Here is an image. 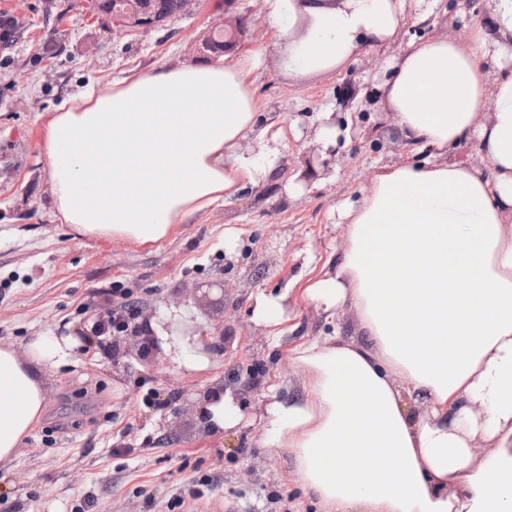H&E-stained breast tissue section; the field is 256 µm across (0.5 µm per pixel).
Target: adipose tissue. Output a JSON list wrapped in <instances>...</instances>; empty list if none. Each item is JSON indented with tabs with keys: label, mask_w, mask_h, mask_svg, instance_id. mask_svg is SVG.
Returning <instances> with one entry per match:
<instances>
[{
	"label": "adipose tissue",
	"mask_w": 512,
	"mask_h": 512,
	"mask_svg": "<svg viewBox=\"0 0 512 512\" xmlns=\"http://www.w3.org/2000/svg\"><path fill=\"white\" fill-rule=\"evenodd\" d=\"M274 46L302 80L391 46L404 0H263ZM262 54L162 65L89 89L41 114L52 207L76 237L156 243L214 203L278 176L294 124L259 120ZM381 105L415 158L380 164L340 200L339 260L302 294L328 333L294 347L302 375L274 389L264 445L287 451L289 481L322 512H512V0H490L467 41L407 42L390 63ZM473 144V164L455 160ZM292 286L252 296L272 345L289 323ZM359 339L337 331L345 311ZM190 307L146 321L176 369L208 370L201 336L169 332ZM81 340L0 344V463L39 424L46 373ZM203 429L241 422L223 384L202 396Z\"/></svg>",
	"instance_id": "adipose-tissue-1"
}]
</instances>
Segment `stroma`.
I'll return each mask as SVG.
<instances>
[{"instance_id":"35a3bbf8","label":"stroma","mask_w":512,"mask_h":512,"mask_svg":"<svg viewBox=\"0 0 512 512\" xmlns=\"http://www.w3.org/2000/svg\"><path fill=\"white\" fill-rule=\"evenodd\" d=\"M224 2L201 0L194 13L118 36L89 0H0V17L17 21L11 48L0 51V343L22 352L50 330L81 336L127 301L142 319L171 304L192 306L201 326L224 336L208 350L210 371L197 376L171 371L163 355L144 364L136 342L120 335L111 352L89 346L50 371L43 418L0 465V512H190L212 503L223 512H318L289 483L286 451L261 440L269 386L298 374L292 342L271 348L251 322V296L316 275L341 250L336 202L356 195L377 164L409 157L380 101L397 47H362L337 71L297 81L269 49L270 33L247 41L246 51H265L255 82L260 112L299 132L279 159L283 181L300 184L298 196L281 184L259 186L150 247L73 237L52 211L38 114L130 69L208 61L202 43ZM444 2L447 13L407 25L408 36L466 40L472 14L458 0ZM325 112L347 132L326 155L316 141ZM230 230L237 239L228 249ZM215 381L232 382L244 419L206 435L197 398Z\"/></svg>"}]
</instances>
